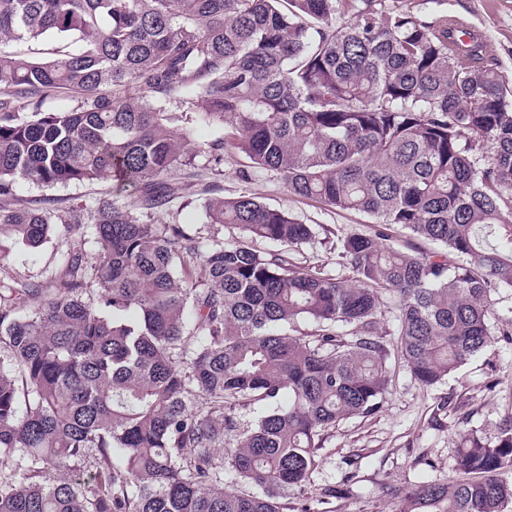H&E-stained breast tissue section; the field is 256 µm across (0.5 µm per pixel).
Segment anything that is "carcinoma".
Listing matches in <instances>:
<instances>
[{
    "label": "carcinoma",
    "instance_id": "obj_1",
    "mask_svg": "<svg viewBox=\"0 0 512 512\" xmlns=\"http://www.w3.org/2000/svg\"><path fill=\"white\" fill-rule=\"evenodd\" d=\"M460 23L408 0H0V44L73 45L0 50V198L18 178L134 193L0 205L27 247H97L48 285L0 281V512H286L324 433L389 391L385 294L418 383L483 350L491 291L512 288V84ZM63 90L77 105L46 109ZM198 123L224 137L198 147ZM226 152L244 180L377 225L341 243L354 279L302 265L314 225L251 195L203 189L206 223L246 233L233 244L153 221L185 197L171 173ZM395 228L444 251L390 245ZM454 472L400 512H509L512 420L463 435Z\"/></svg>",
    "mask_w": 512,
    "mask_h": 512
}]
</instances>
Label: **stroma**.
<instances>
[{"label":"stroma","instance_id":"35a3bbf8","mask_svg":"<svg viewBox=\"0 0 512 512\" xmlns=\"http://www.w3.org/2000/svg\"><path fill=\"white\" fill-rule=\"evenodd\" d=\"M416 9L429 12L441 7L463 17L486 32L497 66L512 81V0H412ZM247 160L239 153L224 156L222 171L204 167L178 172L191 199H199L204 185L216 183L225 195L250 194L281 208L306 224L318 225L315 238L301 249L300 259L337 278H352L349 265L338 257V237L371 234L376 226L354 212H340L321 203L294 197L266 177L245 182L239 171ZM113 181L73 183L49 190L26 182L14 186L16 204L39 206L52 196L67 208L94 200L114 190ZM158 223L184 225L187 233L232 243L243 236L233 224H206L200 211L182 201L156 215ZM93 253L80 236L53 240L37 249L16 246L9 236L0 237V280L46 282L62 268L70 250ZM495 313L492 338L487 347L440 384L424 387L411 377L399 359L391 361L392 385L380 410L369 417L341 422L325 433L320 459L304 490L288 497V512H399L405 493L423 482H444L454 474L456 449L463 433L479 429L487 437L512 418V289L492 291ZM350 475L345 498H328L324 490Z\"/></svg>","mask_w":512,"mask_h":512}]
</instances>
